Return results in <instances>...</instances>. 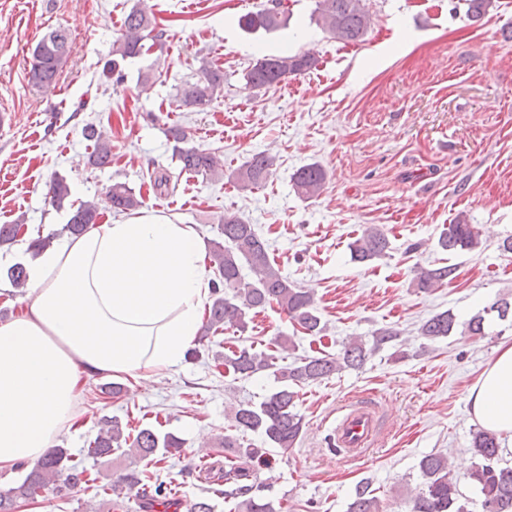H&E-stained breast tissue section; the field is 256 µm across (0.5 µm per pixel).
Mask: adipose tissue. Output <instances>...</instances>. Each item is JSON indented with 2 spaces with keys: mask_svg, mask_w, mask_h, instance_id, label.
<instances>
[{
  "mask_svg": "<svg viewBox=\"0 0 512 512\" xmlns=\"http://www.w3.org/2000/svg\"><path fill=\"white\" fill-rule=\"evenodd\" d=\"M210 291L201 235L159 209L44 251L22 312L0 322V471L39 459L69 431L95 375L147 378L179 365ZM469 403L485 429L512 436V345L487 363Z\"/></svg>",
  "mask_w": 512,
  "mask_h": 512,
  "instance_id": "ef3b65f1",
  "label": "adipose tissue"
}]
</instances>
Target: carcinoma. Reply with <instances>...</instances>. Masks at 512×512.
Returning a JSON list of instances; mask_svg holds the SVG:
<instances>
[{
	"label": "carcinoma",
	"instance_id": "cac0c4a2",
	"mask_svg": "<svg viewBox=\"0 0 512 512\" xmlns=\"http://www.w3.org/2000/svg\"><path fill=\"white\" fill-rule=\"evenodd\" d=\"M311 20L323 31L330 33L336 41L358 44L365 41L370 28V15L366 0H315ZM239 25L248 32H274L288 25V14L280 10L275 14L263 8L239 18ZM154 31L153 19L145 11L133 8L125 16L123 32L112 43L110 72L119 68V61L134 58L144 49L145 33ZM70 51V34L57 27L45 34L33 49L32 55L40 57V69L30 68V83L38 90L55 85L60 68ZM317 59L311 52L272 56L258 60L249 67L245 78L255 88H266L284 81L291 75L302 74L313 69ZM224 92V70L218 66H204L199 74L182 84L177 92L178 107L194 112L205 110ZM87 139L94 141L89 163L95 168L112 164V141L108 135L93 127L85 130ZM168 136L178 144L176 158L180 171L203 177L217 174V162L213 153L194 146L184 147L187 134L180 127L168 129ZM271 160L264 154H254L237 170L235 178L241 189L259 185L267 175ZM326 173L317 163L301 167L295 174L294 187L305 199L318 196L325 186ZM112 209L117 213H131L142 206V200L122 182H115L107 189ZM47 195L52 206L61 208L70 195L67 182L55 178L49 182ZM99 220L97 207L83 202L72 211L63 227L70 236H79ZM21 224H0V248L10 247L21 234ZM220 241L213 242L212 262L216 279L212 281V303L203 324L200 338H205L229 325L244 332L248 329V313L277 306L288 315L293 326L308 336H319L324 331L313 296L298 287L275 267L269 258L265 241L254 225L232 212L224 213L218 225ZM439 245L445 251H473L480 247L477 227L460 218L448 225L439 237ZM388 248L386 235L377 227L366 228L360 237L350 244L351 257L359 263L383 256ZM248 269L253 278L248 280L243 269ZM455 268L446 265L417 270L414 284L421 291L438 288L453 279ZM6 277L16 288L27 284L26 267L20 263L9 267ZM457 327L456 316L450 311L437 313L419 327L421 337L435 341L451 336ZM371 350L359 337L349 339L339 358L307 356L296 365L278 370L284 385L269 394L259 404L243 403L235 410L233 427L245 434L261 433L271 447L287 452L300 441L303 432V417L297 409L299 391L296 387L318 381L343 368L355 369L363 365ZM222 365L233 375L250 378L273 368L272 357L252 348L243 347L222 357ZM183 445L181 438L166 432L157 433L143 428L135 436L124 433L119 419L104 418L93 440L89 442L87 455L93 459L112 455V451L125 449V453L138 460L161 461L166 455ZM226 459L224 470L225 489H215L213 494L224 498L239 499L237 512H277L274 501L252 494V486L242 483L250 477L257 465H268L260 448H245L234 435L224 436ZM470 452L477 459L468 474V480L478 491L480 512H512V466L502 462L499 439L485 429L473 433ZM422 482L410 501L409 512H471L470 499L460 488L459 479L448 467L446 457L431 453L423 456L418 464ZM23 481L7 490H0V512H15L16 504L26 498L35 499L50 490L63 498L82 482L85 470L71 463V454L64 448H54L32 468ZM116 496L134 493L141 498L142 507L154 508L158 504L162 512H168L164 489L160 486L149 490L143 483V472L128 467L113 476L110 484ZM347 512H386L378 497L372 495L368 486L357 488L355 497L348 504Z\"/></svg>",
	"mask_w": 512,
	"mask_h": 512
}]
</instances>
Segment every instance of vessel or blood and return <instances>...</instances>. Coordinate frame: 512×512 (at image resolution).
I'll return each instance as SVG.
<instances>
[{
	"instance_id": "vessel-or-blood-1",
	"label": "vessel or blood",
	"mask_w": 512,
	"mask_h": 512,
	"mask_svg": "<svg viewBox=\"0 0 512 512\" xmlns=\"http://www.w3.org/2000/svg\"><path fill=\"white\" fill-rule=\"evenodd\" d=\"M381 424V416L369 403L361 401L343 406L332 423L328 445L340 456H364L374 445Z\"/></svg>"
}]
</instances>
